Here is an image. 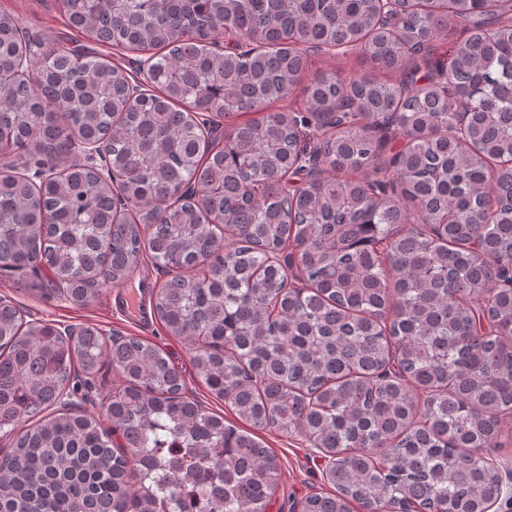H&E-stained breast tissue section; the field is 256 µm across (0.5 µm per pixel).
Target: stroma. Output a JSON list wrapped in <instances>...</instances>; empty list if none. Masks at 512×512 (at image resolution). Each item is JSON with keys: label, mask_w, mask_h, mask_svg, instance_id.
Returning <instances> with one entry per match:
<instances>
[{"label": "stroma", "mask_w": 512, "mask_h": 512, "mask_svg": "<svg viewBox=\"0 0 512 512\" xmlns=\"http://www.w3.org/2000/svg\"><path fill=\"white\" fill-rule=\"evenodd\" d=\"M0 11L19 18L40 51H85L93 47L92 42L70 27L63 0H0ZM166 278L163 269L147 255L126 284L103 287L94 302L79 307L63 296L45 293L43 273L19 276L0 269V298L11 301L29 320H46L61 329L93 326L107 337L114 334L136 336L158 345L181 367L189 398L197 400L206 410L223 415L226 423L238 424L239 419L228 403L212 394L194 375L190 340L171 335L150 308L133 312L126 306L129 293L161 284ZM119 383L110 365L101 363L87 393L74 397L77 412L99 417L103 403ZM258 438L281 463L279 487L268 512H299L308 495L333 492V485L322 472L319 451L304 438L265 430L259 432Z\"/></svg>", "instance_id": "1"}]
</instances>
